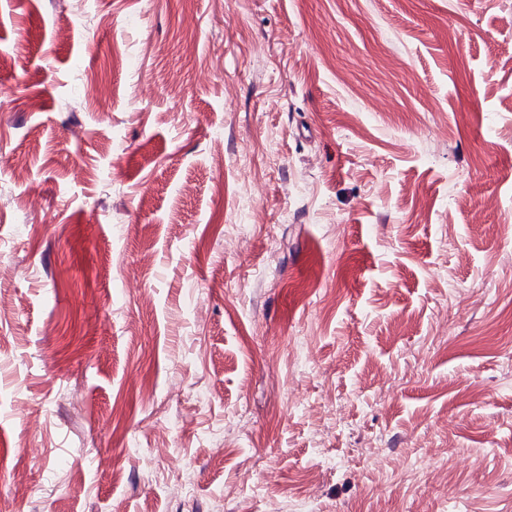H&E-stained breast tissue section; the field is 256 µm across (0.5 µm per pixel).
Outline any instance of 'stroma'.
<instances>
[{
  "label": "stroma",
  "mask_w": 512,
  "mask_h": 512,
  "mask_svg": "<svg viewBox=\"0 0 512 512\" xmlns=\"http://www.w3.org/2000/svg\"><path fill=\"white\" fill-rule=\"evenodd\" d=\"M0 512H512V0H0Z\"/></svg>",
  "instance_id": "obj_1"
}]
</instances>
